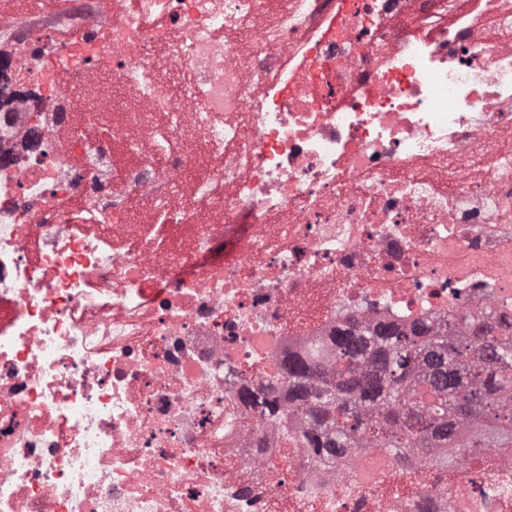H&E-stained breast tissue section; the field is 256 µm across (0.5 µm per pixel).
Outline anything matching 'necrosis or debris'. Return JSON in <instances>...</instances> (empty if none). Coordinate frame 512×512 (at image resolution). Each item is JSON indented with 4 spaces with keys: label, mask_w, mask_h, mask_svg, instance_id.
Here are the masks:
<instances>
[{
    "label": "necrosis or debris",
    "mask_w": 512,
    "mask_h": 512,
    "mask_svg": "<svg viewBox=\"0 0 512 512\" xmlns=\"http://www.w3.org/2000/svg\"><path fill=\"white\" fill-rule=\"evenodd\" d=\"M328 8L0 16V512H512L511 446L317 463L247 400L347 321L512 322V0Z\"/></svg>",
    "instance_id": "4bbe7bcc"
}]
</instances>
